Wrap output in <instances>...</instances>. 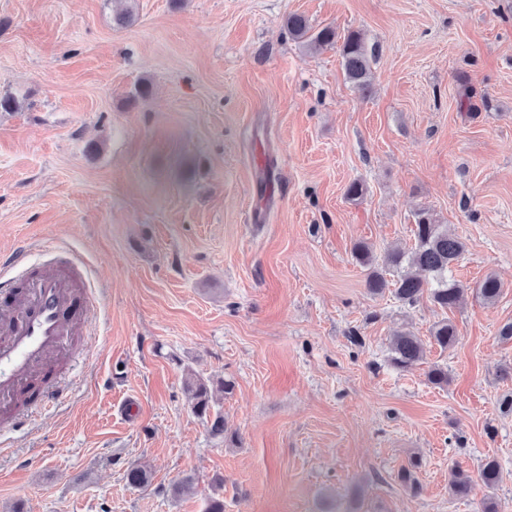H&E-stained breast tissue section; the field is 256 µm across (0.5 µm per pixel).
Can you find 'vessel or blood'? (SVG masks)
<instances>
[{
	"label": "vessel or blood",
	"mask_w": 512,
	"mask_h": 512,
	"mask_svg": "<svg viewBox=\"0 0 512 512\" xmlns=\"http://www.w3.org/2000/svg\"><path fill=\"white\" fill-rule=\"evenodd\" d=\"M28 247L0 258L11 286L0 288V415L34 417L65 394L58 375L72 357L73 337L96 318L98 302L87 272L71 253L54 247L31 269Z\"/></svg>",
	"instance_id": "1"
}]
</instances>
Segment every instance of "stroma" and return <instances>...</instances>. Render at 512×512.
Listing matches in <instances>:
<instances>
[{
    "instance_id": "stroma-1",
    "label": "stroma",
    "mask_w": 512,
    "mask_h": 512,
    "mask_svg": "<svg viewBox=\"0 0 512 512\" xmlns=\"http://www.w3.org/2000/svg\"><path fill=\"white\" fill-rule=\"evenodd\" d=\"M292 13L361 31L370 94ZM4 94L0 254L66 246L104 300L73 389L0 430V512H512V0H0ZM422 208L464 244L450 311L370 293L353 255L412 248ZM189 370L234 381L223 435ZM489 459L496 486L452 491ZM288 34L295 40H300L307 45L324 48L336 44V29L330 26L315 31L308 19L301 14H290L286 19ZM459 336L456 324L450 319H442L431 330V338L439 347L446 349L455 344ZM390 352L391 365L398 370L407 371L423 359L424 346L418 336L403 332L391 341Z\"/></svg>"
}]
</instances>
